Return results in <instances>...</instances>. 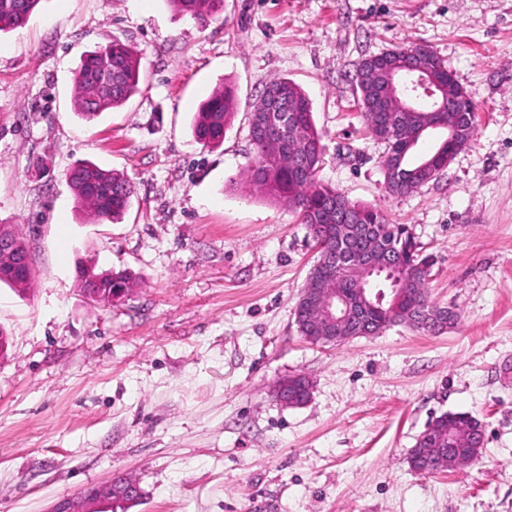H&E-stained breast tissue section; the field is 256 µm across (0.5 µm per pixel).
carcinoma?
I'll use <instances>...</instances> for the list:
<instances>
[{"label":"carcinoma","mask_w":512,"mask_h":512,"mask_svg":"<svg viewBox=\"0 0 512 512\" xmlns=\"http://www.w3.org/2000/svg\"><path fill=\"white\" fill-rule=\"evenodd\" d=\"M41 0H0V32L13 31L25 26ZM179 15L189 16L201 26L208 25L218 13L221 0H168ZM140 58L126 44L114 41L85 55L74 76V111L85 121L91 122L101 113L124 105L139 92ZM112 72V89L103 88L102 74ZM288 89L289 99L297 108L295 122L298 134L294 143L297 149L267 160L266 144L249 134L254 149L252 160L245 170V179L258 192L280 206L297 214L318 247L316 263L307 276L308 288H335L345 297L358 300L356 286L345 272L328 264L327 256L336 240L347 234V229L367 226L366 235L354 238L361 249L380 247L394 254L399 274V284H386L389 292L384 302L364 309L352 306V330L355 337L372 336L386 327L400 323L428 333H436L433 324L416 321V310L425 307L437 320L453 325L457 315L447 307H438L430 300L428 281L434 256L425 253L405 224H391L377 208L354 202L334 187L318 179L323 162L325 145L317 130L311 103L304 91L290 79H280ZM458 103L467 119L461 122L457 141L448 143L441 139L434 152L425 157L415 156L418 142L417 126L428 124L440 130L448 125L451 114L445 111L430 112L422 103L423 111L415 114L404 112H375L365 102L357 101L372 136L390 129L397 119H403L408 142L401 145L398 137L390 134L382 139L386 145L384 164L397 160L402 169L399 183L386 182L394 195L415 192L436 179L448 168V155L455 149L468 145L476 133L475 104L471 96L458 97ZM237 110L235 94L228 88H218L199 106L192 123V134L203 146L215 149L223 145L224 134ZM68 180L81 210L91 219L117 221L131 204L133 184L124 174L104 169L89 162H78L68 173ZM81 274L96 279L90 299L108 302L118 293L132 292L134 280L126 270L111 273L84 269ZM0 282L24 294L31 285V275L0 267ZM295 323L300 336L313 335L312 321L304 307L295 305ZM485 436L478 419L469 413L446 412L436 417L429 433H421L409 455V465L414 471L434 462V455L442 448L451 449L449 458L458 465L470 464L481 455Z\"/></svg>","instance_id":"obj_1"}]
</instances>
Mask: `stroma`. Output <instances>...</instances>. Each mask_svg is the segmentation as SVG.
<instances>
[{
	"label": "stroma",
	"instance_id": "obj_1",
	"mask_svg": "<svg viewBox=\"0 0 512 512\" xmlns=\"http://www.w3.org/2000/svg\"><path fill=\"white\" fill-rule=\"evenodd\" d=\"M115 38L141 59V91L84 121L74 71ZM415 45L447 60L477 130L399 196L355 74ZM278 78L311 102L320 179L434 255L431 299L458 316L445 332L299 335L314 243L244 178L250 106ZM224 85L237 115L208 150L193 115ZM83 160L133 183L121 221L76 208L66 174ZM0 224L26 228L32 257L26 294L0 283V512H47L116 476L142 498L112 512H512V0H223L204 27L167 0H44L0 33ZM82 262L128 270L132 293L91 301ZM295 374L314 388L286 407L274 389ZM448 411L481 421L480 458L413 471Z\"/></svg>",
	"mask_w": 512,
	"mask_h": 512
}]
</instances>
